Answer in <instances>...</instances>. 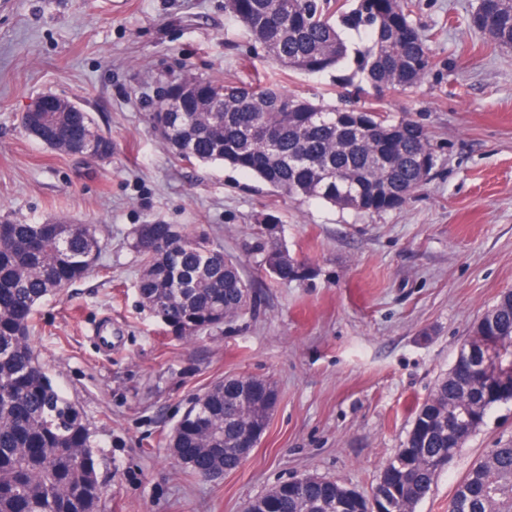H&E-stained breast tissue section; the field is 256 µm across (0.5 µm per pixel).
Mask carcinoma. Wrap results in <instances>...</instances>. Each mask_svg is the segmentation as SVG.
<instances>
[{"mask_svg": "<svg viewBox=\"0 0 512 512\" xmlns=\"http://www.w3.org/2000/svg\"><path fill=\"white\" fill-rule=\"evenodd\" d=\"M493 22L484 34L512 47V0H480ZM225 9L284 71L334 76L349 92L379 95L418 84L432 66L430 48L411 19L409 0H225ZM196 82L199 101L185 94ZM187 112H154L150 127L178 159L220 163L293 198H315L342 209L381 213L401 208L429 179L435 158L428 134L407 115L380 108L314 103L274 87L268 73L234 85L209 76L174 77ZM23 129L46 147L72 152L90 132L95 152L112 157V138L79 107L25 112ZM142 305L173 334L190 338L239 318L253 301L241 262L203 234L174 224H139L132 232ZM96 228L47 218L37 224L0 217V512H100L104 483L84 410L68 399L40 364L33 316L37 307L83 279L101 258ZM276 280L304 281L312 272L279 246L260 247ZM495 341L501 372L512 375V291L473 326L471 341ZM178 421L193 475L236 471L242 436L264 432L277 401L266 378L233 375L201 392ZM512 391L478 379L466 357L438 381L414 415L403 448L387 463L374 493L390 512H415L448 457V409L481 427ZM334 481L305 476L276 484L248 502L247 512H359L342 506ZM448 512H512V445L476 463L448 499Z\"/></svg>", "mask_w": 512, "mask_h": 512, "instance_id": "cac0c4a2", "label": "carcinoma"}]
</instances>
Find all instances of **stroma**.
I'll use <instances>...</instances> for the list:
<instances>
[{
  "label": "stroma",
  "instance_id": "35a3bbf8",
  "mask_svg": "<svg viewBox=\"0 0 512 512\" xmlns=\"http://www.w3.org/2000/svg\"><path fill=\"white\" fill-rule=\"evenodd\" d=\"M477 6L412 0L435 65L381 106L418 121L437 161L402 208L377 214L181 162L153 136L149 114L172 77L240 82L265 69L224 0H0V215L93 224L104 244L89 277L35 314L39 358L99 445L101 512H242L306 475L371 495L415 407L512 290V48L472 26ZM44 95L90 112L112 138L111 160L29 136L21 116ZM270 214L312 279L266 273L256 245ZM152 222L206 233L239 258L252 308L188 339L165 331L140 301L128 246L131 229ZM100 323L111 350L93 334ZM228 375L273 381L277 404L237 471L192 477L170 435L191 398ZM508 442L512 403L490 412L416 512H448L475 462Z\"/></svg>",
  "mask_w": 512,
  "mask_h": 512
}]
</instances>
